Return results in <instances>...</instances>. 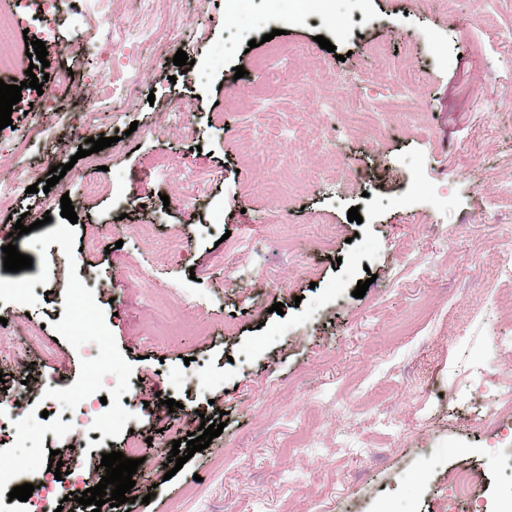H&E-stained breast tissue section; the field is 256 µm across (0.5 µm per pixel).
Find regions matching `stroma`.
Returning a JSON list of instances; mask_svg holds the SVG:
<instances>
[{"instance_id": "1", "label": "stroma", "mask_w": 512, "mask_h": 512, "mask_svg": "<svg viewBox=\"0 0 512 512\" xmlns=\"http://www.w3.org/2000/svg\"><path fill=\"white\" fill-rule=\"evenodd\" d=\"M66 2L48 66L25 56L0 71L9 85L30 70L84 77L55 105L37 99L13 115L0 145V182L70 166L46 193L0 189V243L22 214L52 217L16 242L31 268L0 269L16 353L0 377L19 395L0 423V459L35 487L25 502L0 493V512H88L76 495L104 476L103 454L132 443L158 472L155 494L109 512H444L462 464L484 512H512L497 432L472 427L512 384V355L490 343L512 338V313L482 287L512 252V201L497 194L512 180V106L500 104L512 87V0H320L302 14L295 0ZM108 17L121 31L105 54ZM275 29L298 52L285 82L256 66ZM180 50L193 66L174 65ZM319 61L336 82L316 79ZM122 62L137 67L136 87L96 95L85 117L82 95ZM402 70L421 82L398 100ZM255 85L262 107L241 105ZM324 101L336 114L331 146L286 138L287 104L311 134ZM359 104L378 120L354 124ZM102 135L111 147L78 157ZM214 172L203 199L185 198L188 176ZM65 194L77 222L61 215ZM353 207L362 223L349 222ZM155 322L159 341L144 335ZM472 366L488 368L487 391ZM142 378L155 395L136 389ZM383 390L398 428L377 421ZM87 394L105 399L102 432L64 419ZM205 417L224 422L222 434L167 476L169 449L147 438L170 427L186 438ZM303 422L314 443L289 452ZM75 453L79 472H49L51 456ZM58 482L73 500L51 497Z\"/></svg>"}]
</instances>
